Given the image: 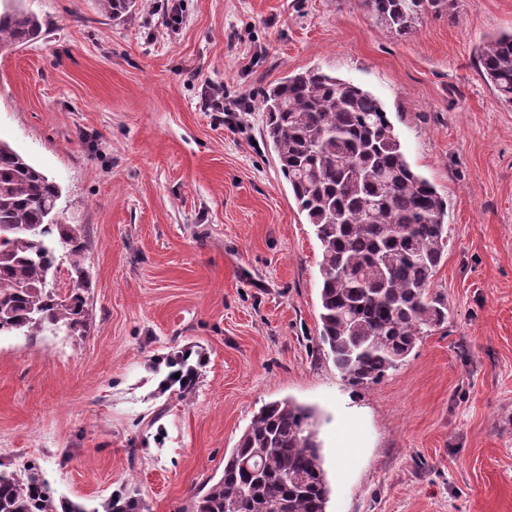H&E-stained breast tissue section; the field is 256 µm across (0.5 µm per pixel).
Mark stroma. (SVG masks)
<instances>
[{
	"label": "stroma",
	"mask_w": 512,
	"mask_h": 512,
	"mask_svg": "<svg viewBox=\"0 0 512 512\" xmlns=\"http://www.w3.org/2000/svg\"><path fill=\"white\" fill-rule=\"evenodd\" d=\"M23 0L42 35L0 51V139L62 188L87 241L86 332L0 336V471L58 501L192 512L253 415L320 413L327 512H512V107L476 50L512 0H455L414 34L362 0ZM378 96L446 199L432 279L448 319L353 387L319 342L321 247L265 137L270 82L309 69ZM246 104L234 122L207 86ZM193 347V387L161 391Z\"/></svg>",
	"instance_id": "stroma-1"
}]
</instances>
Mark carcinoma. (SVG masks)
<instances>
[{"label": "carcinoma", "mask_w": 512, "mask_h": 512, "mask_svg": "<svg viewBox=\"0 0 512 512\" xmlns=\"http://www.w3.org/2000/svg\"><path fill=\"white\" fill-rule=\"evenodd\" d=\"M118 18L135 0H101ZM386 28L411 35L447 0H363ZM41 36L20 0H0V51ZM484 80L512 106V31L483 42ZM265 136L320 242V341L343 380L363 387L396 370L447 307L430 296L447 246L448 204L408 162L384 103L363 87L318 70L270 83L262 93ZM61 188L0 140V334L84 332L85 297L59 294L60 266L86 278L80 227L59 217ZM331 488L314 410L291 399L264 405L224 474L195 512H327ZM0 512H57L35 477L0 472Z\"/></svg>", "instance_id": "cac0c4a2"}]
</instances>
